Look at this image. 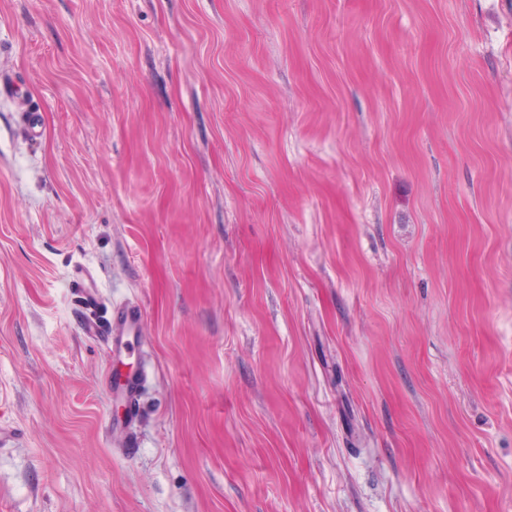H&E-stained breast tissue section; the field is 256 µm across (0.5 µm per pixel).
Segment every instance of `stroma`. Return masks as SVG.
<instances>
[{"label":"stroma","mask_w":512,"mask_h":512,"mask_svg":"<svg viewBox=\"0 0 512 512\" xmlns=\"http://www.w3.org/2000/svg\"><path fill=\"white\" fill-rule=\"evenodd\" d=\"M0 512H512V0H0ZM93 276L83 267L74 270L73 282L78 286L76 290L77 304L84 310L90 311L97 303V297L89 287ZM140 322L141 313L137 309L122 307L114 312L112 322L100 323L87 319L82 328L86 334L103 339L115 359L125 352L127 337L137 333Z\"/></svg>","instance_id":"obj_1"}]
</instances>
